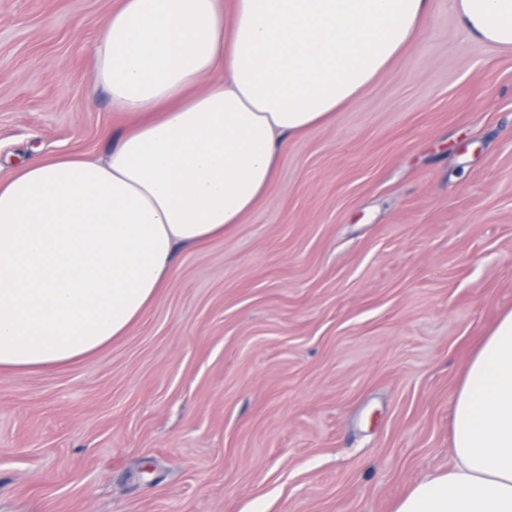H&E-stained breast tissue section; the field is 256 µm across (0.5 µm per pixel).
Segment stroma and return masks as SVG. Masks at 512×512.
Segmentation results:
<instances>
[{
	"instance_id": "obj_1",
	"label": "stroma",
	"mask_w": 512,
	"mask_h": 512,
	"mask_svg": "<svg viewBox=\"0 0 512 512\" xmlns=\"http://www.w3.org/2000/svg\"><path fill=\"white\" fill-rule=\"evenodd\" d=\"M119 4L0 0V181L114 147L92 48ZM509 310L512 51L431 0L126 335L0 372V512H394L450 468L463 369Z\"/></svg>"
}]
</instances>
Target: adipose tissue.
<instances>
[{
    "instance_id": "ef3b65f1",
    "label": "adipose tissue",
    "mask_w": 512,
    "mask_h": 512,
    "mask_svg": "<svg viewBox=\"0 0 512 512\" xmlns=\"http://www.w3.org/2000/svg\"><path fill=\"white\" fill-rule=\"evenodd\" d=\"M449 3L464 38L512 50V0ZM429 12L430 0H121L92 77L128 128L104 157L35 160L0 181V370L58 367L125 335L178 249L240 223L289 142L354 105ZM452 427V468L395 512H512V310L467 364Z\"/></svg>"
}]
</instances>
